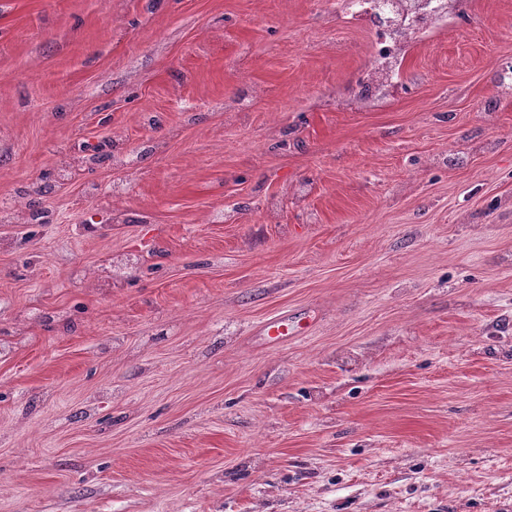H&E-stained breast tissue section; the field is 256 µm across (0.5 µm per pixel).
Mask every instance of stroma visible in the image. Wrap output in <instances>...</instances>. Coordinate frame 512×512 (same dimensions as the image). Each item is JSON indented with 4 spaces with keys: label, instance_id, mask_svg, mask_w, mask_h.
I'll return each mask as SVG.
<instances>
[{
    "label": "stroma",
    "instance_id": "35a3bbf8",
    "mask_svg": "<svg viewBox=\"0 0 512 512\" xmlns=\"http://www.w3.org/2000/svg\"><path fill=\"white\" fill-rule=\"evenodd\" d=\"M373 33L0 0V512H512V0ZM345 0L343 13L353 24L364 23L383 5L387 15L384 29L375 31L366 72L357 80L358 100L367 103L373 97L388 94L401 79V63L409 44L419 42L423 34L441 26L456 27L468 16L467 0Z\"/></svg>",
    "mask_w": 512,
    "mask_h": 512
}]
</instances>
